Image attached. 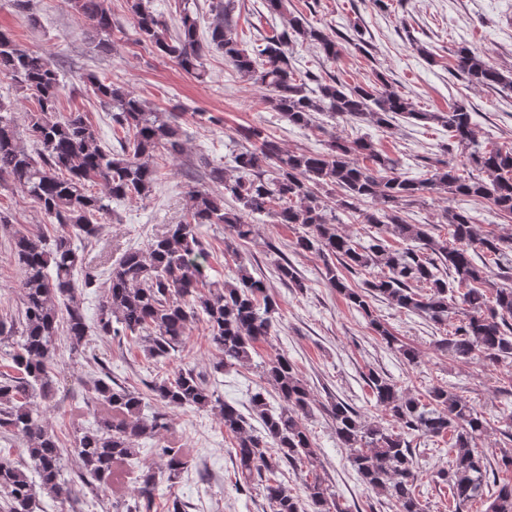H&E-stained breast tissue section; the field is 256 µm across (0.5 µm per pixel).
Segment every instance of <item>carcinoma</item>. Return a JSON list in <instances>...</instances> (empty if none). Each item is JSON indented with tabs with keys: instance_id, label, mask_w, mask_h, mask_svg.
Masks as SVG:
<instances>
[{
	"instance_id": "carcinoma-1",
	"label": "carcinoma",
	"mask_w": 512,
	"mask_h": 512,
	"mask_svg": "<svg viewBox=\"0 0 512 512\" xmlns=\"http://www.w3.org/2000/svg\"><path fill=\"white\" fill-rule=\"evenodd\" d=\"M126 4L136 42L197 79L204 76L206 53L221 52L236 74L267 91V108L293 126L321 130L319 114L370 121L381 128L392 127L399 117L436 121L448 128V141L457 152L448 153L446 161L426 158V173L412 178L364 138L346 140L330 133L324 148L297 152L282 148L263 127L246 128L244 138L251 147L233 157L232 173L224 171V162L199 156L216 189L189 188L188 219L168 225L146 249L130 248L112 263L97 322L101 335L135 340L147 358L161 361L184 347L190 326L202 322L209 344L221 355L215 371L250 362L256 345L272 334L278 301L267 292L263 276L250 271L240 248L258 233L254 219L270 216L274 223L296 231L297 251L322 256L328 287L361 313L374 335L406 363L415 362L417 353L373 315L372 302L378 298L446 327L459 313V292L466 312L454 332L437 341V349L459 360L478 356L493 366L512 360V235L480 229L464 208L446 214L447 238L403 216L407 207L443 190L487 202L500 216L512 217V150L479 141L466 106L416 112L407 99L380 90L378 83L323 82L296 69L288 56L293 43H311L328 60L342 51L336 38L311 26L302 15L292 16L287 29H274L261 44L249 47L234 33L230 0L213 4L217 17L204 39L197 12L187 2L179 9L173 33L150 0ZM70 5L87 22L91 41L108 47L115 26L107 0H70ZM453 72L474 85L512 88V79L465 49L456 53ZM0 75L26 91L36 105L27 113L32 141L28 150L20 145L13 113L0 102V183L27 194L48 223L57 225L50 239L20 230L12 234L21 272V309L10 320L0 319V345L6 347L7 361V370L0 371V431L25 444L29 462L20 465L0 458V509L43 512L41 494L63 504L120 484L122 468L138 460L142 441L169 428L165 413L145 415L143 393L114 381L105 361L95 358L101 375L93 380L87 403L105 412L96 415L91 426L75 428L79 482H69L62 478L68 448L43 421L37 400H48L56 391L58 336H66L73 353L86 345L89 326L75 292L80 286H94L97 278L83 269L77 243L98 238L101 218L110 212L112 202L153 196L158 180L154 156L182 155L187 132L174 113L152 112L124 85L89 74L86 82L109 109L112 131L123 133L117 147H101L85 113L51 119L60 97L58 71L44 55L2 30ZM312 82L316 87H310ZM462 168L475 169L481 176H463ZM97 185L101 192L90 191ZM336 189L341 193L338 206L375 229L369 240H356L336 228V216L321 196L323 190ZM207 224L224 225V253L237 261L234 277L221 287L208 276L210 252L202 232ZM362 269L373 270L371 278L359 287L350 286L344 272ZM275 272L292 287L306 288L288 260L276 262ZM262 377L279 405L271 406L261 391L251 396L252 418L261 423L259 430L191 368L156 378L147 390L162 408L214 413L234 440L243 478L264 481L270 512H346L320 479L306 485L303 501L278 480L283 464L296 468L318 462L303 423L314 398L285 355L265 362ZM367 380L383 418L368 422L339 400L329 409L336 437L350 450L351 467L363 484L393 501L396 512H424L410 437L446 436L448 469L437 476L448 484L455 506L485 498L486 512H512V481L490 479L494 470L489 459L473 447L488 426L481 412L450 388H433L424 403L384 374L372 371ZM155 453L165 460L168 479L177 478L185 468L181 449L157 448ZM28 468L35 477L27 474ZM136 483V498L115 497L114 512H152L156 472L140 471Z\"/></svg>"
}]
</instances>
